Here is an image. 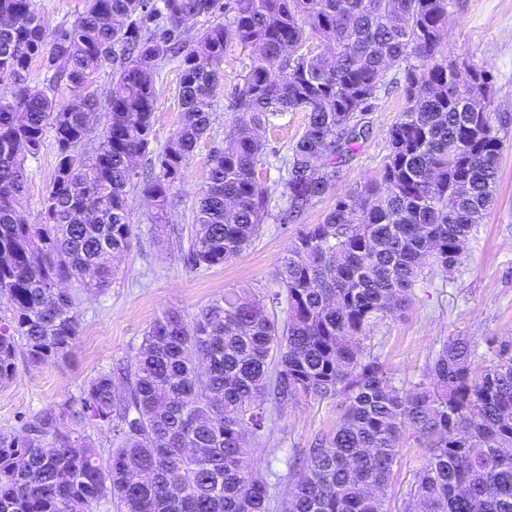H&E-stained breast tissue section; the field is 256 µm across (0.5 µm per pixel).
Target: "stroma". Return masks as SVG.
<instances>
[{
  "label": "stroma",
  "instance_id": "1",
  "mask_svg": "<svg viewBox=\"0 0 512 512\" xmlns=\"http://www.w3.org/2000/svg\"><path fill=\"white\" fill-rule=\"evenodd\" d=\"M449 12L446 51L452 58L490 71L493 109L504 149L496 204L475 225L461 264L448 272H427L414 288L410 309L379 319L367 334L366 346L390 369L395 385L404 389L421 381L426 364L448 337H469L478 367L492 358L494 342L512 339V0H453ZM249 63L248 53L230 46L215 91V121L188 159L164 223L151 222V208L141 192L130 194L136 238L130 252L118 259L111 287L81 296L79 338L69 355L38 367L19 362L13 382L0 387L1 432L16 428L19 416L60 409L77 395L84 380L125 362L164 312L176 310L190 319L224 292L246 291L261 297L272 288L273 273L294 238L296 225L266 219L259 236L238 257L206 271L187 269L177 244L178 235L192 230L194 207L206 181V162L233 125L231 99ZM180 76L176 61L159 64L154 124L159 148L180 124ZM406 106L401 89L379 94L364 115L371 136L345 165L338 191L379 175L388 132ZM304 128V113L291 112L262 133L270 148L262 172L271 189V210L284 204L275 186L282 161ZM54 169L55 145L48 140L27 162L26 195L20 210L25 223H41L42 199ZM336 419L335 402L326 400L271 410L267 430L254 441L251 452L266 469L276 493L288 488V464L295 451L307 447L316 435L332 431ZM425 463L423 449L411 439H402L387 493L389 512H401L414 476Z\"/></svg>",
  "mask_w": 512,
  "mask_h": 512
}]
</instances>
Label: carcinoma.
<instances>
[{"instance_id":"carcinoma-1","label":"carcinoma","mask_w":512,"mask_h":512,"mask_svg":"<svg viewBox=\"0 0 512 512\" xmlns=\"http://www.w3.org/2000/svg\"><path fill=\"white\" fill-rule=\"evenodd\" d=\"M452 0H85L48 31L33 0H0V386L17 359L63 356L80 329V295L101 292L130 252L138 188L165 221L176 185L214 121L212 98L234 40L251 51L234 91L232 130L207 160L184 250L193 270L222 266L258 236L270 193L258 131L289 112L305 130L278 181L294 223L305 224L275 269L267 300L231 291L193 318L156 319L119 377L99 371L72 402L0 432V512H386L404 434L424 449L403 512H512V339L477 370L471 342L452 336L423 379L403 390L363 346L379 317L403 312L426 268L450 271L476 219L495 201L502 150L489 70L443 50ZM227 17V23L218 21ZM204 19L195 44L187 24ZM323 49L303 52L307 36ZM179 60L180 126L154 139L155 70ZM49 76L30 85L33 62ZM112 68L105 106L91 88ZM407 107L389 130L375 181L334 194L369 135L370 109L390 70ZM65 83L66 103L53 90ZM56 147L41 224L18 207L26 164ZM150 169L139 170L137 159ZM69 282L71 289L58 287ZM287 303L286 319L274 309ZM336 402L335 428L294 460L288 491L270 493L249 439L267 407ZM112 434L101 449L83 427ZM108 456L107 466L100 464Z\"/></svg>"}]
</instances>
